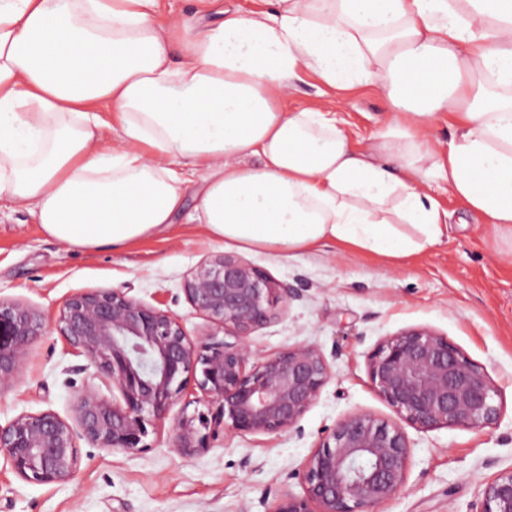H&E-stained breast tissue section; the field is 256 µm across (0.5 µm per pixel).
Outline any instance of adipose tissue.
I'll use <instances>...</instances> for the list:
<instances>
[{
  "instance_id": "ef3b65f1",
  "label": "adipose tissue",
  "mask_w": 512,
  "mask_h": 512,
  "mask_svg": "<svg viewBox=\"0 0 512 512\" xmlns=\"http://www.w3.org/2000/svg\"><path fill=\"white\" fill-rule=\"evenodd\" d=\"M199 4L161 23L159 0H0V199L87 251L183 213L242 251L399 261L447 238L439 191L512 237V0ZM305 74L385 99L366 149L328 105L284 108ZM97 109L105 122V124L98 129V136L103 144L112 145V140H115L120 133V125L117 115L104 103L99 104Z\"/></svg>"
}]
</instances>
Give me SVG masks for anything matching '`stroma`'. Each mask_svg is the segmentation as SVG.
I'll return each mask as SVG.
<instances>
[{"instance_id": "obj_1", "label": "stroma", "mask_w": 512, "mask_h": 512, "mask_svg": "<svg viewBox=\"0 0 512 512\" xmlns=\"http://www.w3.org/2000/svg\"><path fill=\"white\" fill-rule=\"evenodd\" d=\"M329 98L353 146L365 148L385 114L373 87L335 94L307 76L284 106L297 111ZM438 200L453 214L447 239L398 265L333 247L292 258L245 253L270 278L300 290L289 307L251 331L252 351L312 345L330 366L329 380L295 428L280 434L224 428L193 376L166 418L149 425L138 453L79 440L76 474L58 484L26 481L0 457V512H270L284 495L304 496L307 460L344 415L364 411L396 421L370 385L367 356L385 337L415 327L447 337L486 370L501 417L480 432L407 428L408 481L380 512H472L481 483L512 467V241L476 223L463 201L444 193ZM226 251L223 240L181 218L140 243L85 251L48 237L25 208L0 200V297L39 310L48 325L13 387L0 394V424L49 410L71 422L79 395L115 396L55 327L76 291L117 289L177 316L191 342L223 339V329L192 306L185 284L201 262ZM198 415L207 419L206 447L188 454L173 448L174 421Z\"/></svg>"}]
</instances>
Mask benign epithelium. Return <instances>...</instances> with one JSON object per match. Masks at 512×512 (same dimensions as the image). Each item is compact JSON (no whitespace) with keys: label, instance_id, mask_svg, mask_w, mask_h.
<instances>
[{"label":"benign epithelium","instance_id":"obj_1","mask_svg":"<svg viewBox=\"0 0 512 512\" xmlns=\"http://www.w3.org/2000/svg\"><path fill=\"white\" fill-rule=\"evenodd\" d=\"M185 291L198 312L237 341L194 345L173 314L114 289L78 291L66 299L56 322L60 336L118 389L120 399L81 395L74 425L53 411L23 413L0 425V457L21 478L71 480L80 437L98 448L139 451L149 418H165L197 372L225 428L277 434L298 423L330 377L325 357L311 345L260 356L246 342L277 307L297 298V289L222 254L202 262ZM46 329L38 310L0 299V391L12 386L29 346ZM367 372L399 422L347 413L310 457L302 473L305 496L285 495L270 512H379L407 484L411 449L404 426L480 431L500 420L486 371L429 329L385 337L368 354ZM194 421L184 417L174 424L173 447L191 452L206 446ZM474 512H512V468L484 484Z\"/></svg>","mask_w":512,"mask_h":512}]
</instances>
